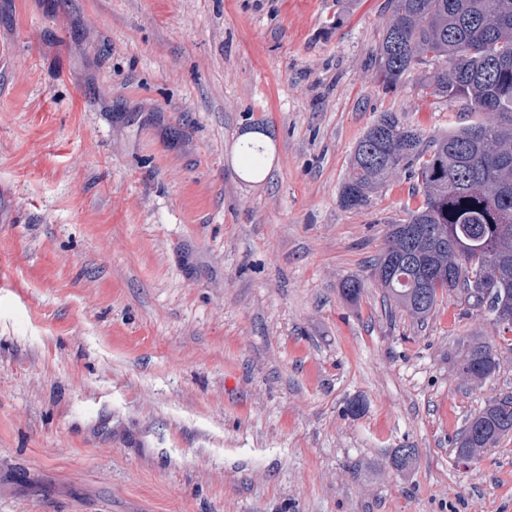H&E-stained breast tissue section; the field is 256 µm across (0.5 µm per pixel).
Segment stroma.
Instances as JSON below:
<instances>
[{
    "instance_id": "stroma-1",
    "label": "stroma",
    "mask_w": 512,
    "mask_h": 512,
    "mask_svg": "<svg viewBox=\"0 0 512 512\" xmlns=\"http://www.w3.org/2000/svg\"><path fill=\"white\" fill-rule=\"evenodd\" d=\"M385 2L0 0V512H512V437L453 451L512 341L456 293L391 308L408 172L339 204L381 113L481 118L382 82ZM499 366L493 346L488 342L475 343L468 350L460 364V371L470 380H484L495 373Z\"/></svg>"
}]
</instances>
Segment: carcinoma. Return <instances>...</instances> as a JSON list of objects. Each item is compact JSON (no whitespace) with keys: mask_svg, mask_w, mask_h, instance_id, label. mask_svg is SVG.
Masks as SVG:
<instances>
[{"mask_svg":"<svg viewBox=\"0 0 512 512\" xmlns=\"http://www.w3.org/2000/svg\"><path fill=\"white\" fill-rule=\"evenodd\" d=\"M385 8L375 57L384 82L440 60L424 80L429 95L464 99L498 119L427 136L383 113L354 147L339 203L358 209L398 169L410 171L422 203L389 226L374 268L390 302L424 320L438 291L459 289L470 309L512 332L500 321L512 308V0H387ZM243 152L248 173L258 174L264 148L249 143ZM498 366L493 346L480 342L460 371L482 381ZM509 435L512 395L495 397L465 421L455 452L471 460ZM416 460L417 449L397 448L391 465L409 470Z\"/></svg>","mask_w":512,"mask_h":512,"instance_id":"obj_1","label":"carcinoma"}]
</instances>
